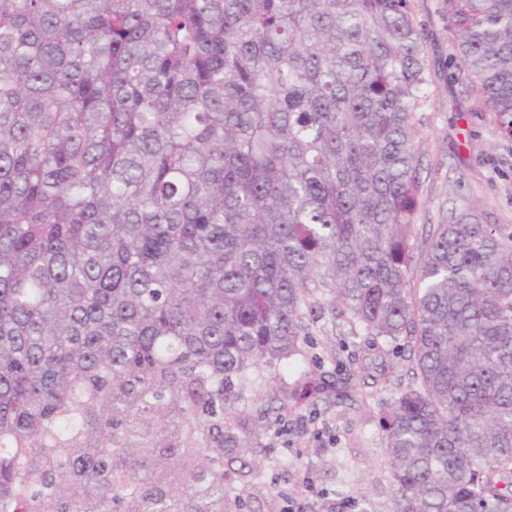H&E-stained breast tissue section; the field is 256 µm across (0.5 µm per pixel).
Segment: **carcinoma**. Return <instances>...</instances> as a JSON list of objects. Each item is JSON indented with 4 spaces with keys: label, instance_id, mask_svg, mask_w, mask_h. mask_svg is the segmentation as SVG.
Listing matches in <instances>:
<instances>
[{
    "label": "carcinoma",
    "instance_id": "obj_1",
    "mask_svg": "<svg viewBox=\"0 0 512 512\" xmlns=\"http://www.w3.org/2000/svg\"><path fill=\"white\" fill-rule=\"evenodd\" d=\"M441 9L511 139L512 0ZM426 71L408 0H0V512H238L323 293L361 341L290 396L378 410L383 512H512V228L418 249Z\"/></svg>",
    "mask_w": 512,
    "mask_h": 512
}]
</instances>
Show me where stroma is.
<instances>
[{"instance_id":"35a3bbf8","label":"stroma","mask_w":512,"mask_h":512,"mask_svg":"<svg viewBox=\"0 0 512 512\" xmlns=\"http://www.w3.org/2000/svg\"><path fill=\"white\" fill-rule=\"evenodd\" d=\"M425 45L428 96L420 115L422 205L416 222L420 239L451 216L475 209L482 222L512 225V140L501 136L493 113L478 97L451 80L455 51L440 0H409ZM336 309L319 296L317 321L303 357L277 368L261 386L247 390L245 411L260 418V484L250 489L243 512H321L345 497L369 495L388 505L391 487L378 415L330 408L316 423L305 422L307 400H288L301 374L320 378L333 371L330 355L353 348V337L332 329Z\"/></svg>"}]
</instances>
